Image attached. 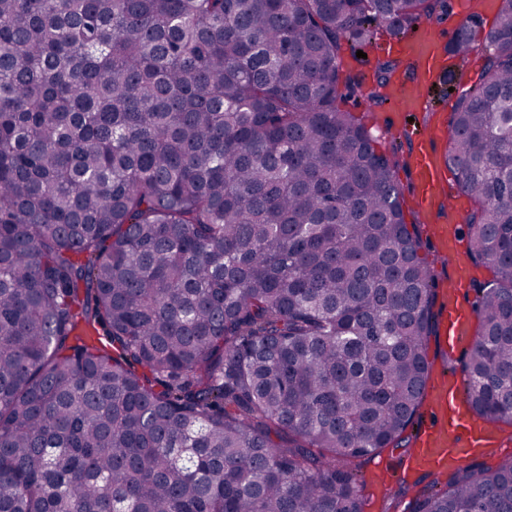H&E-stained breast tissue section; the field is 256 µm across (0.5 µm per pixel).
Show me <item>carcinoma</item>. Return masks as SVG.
I'll use <instances>...</instances> for the list:
<instances>
[{"mask_svg": "<svg viewBox=\"0 0 512 512\" xmlns=\"http://www.w3.org/2000/svg\"><path fill=\"white\" fill-rule=\"evenodd\" d=\"M445 0H0V512H364L408 447L432 263L342 70ZM451 51L475 417L512 427V10ZM408 512H512V458Z\"/></svg>", "mask_w": 512, "mask_h": 512, "instance_id": "carcinoma-1", "label": "carcinoma"}]
</instances>
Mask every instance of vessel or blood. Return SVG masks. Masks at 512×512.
I'll use <instances>...</instances> for the list:
<instances>
[{
    "instance_id": "obj_1",
    "label": "vessel or blood",
    "mask_w": 512,
    "mask_h": 512,
    "mask_svg": "<svg viewBox=\"0 0 512 512\" xmlns=\"http://www.w3.org/2000/svg\"><path fill=\"white\" fill-rule=\"evenodd\" d=\"M440 39V34L424 24L409 40L399 42V52L416 61L417 71L415 77L390 85V95L398 111H427L423 91L447 70V60L439 52ZM441 134V128L434 126L420 130L417 135L418 147L412 155L416 177L413 203L419 216L431 224V233L439 244V257L448 260L453 269V277L441 295L438 333L443 348L455 352L473 341L471 329L475 314L461 302L473 270L465 241L460 236L459 218L467 197L462 192L447 190L446 177L430 149ZM440 204L448 209V221L444 224L432 221ZM426 405V415L414 437V449L399 472L400 478L407 482H416L423 472L452 469L464 458L483 453L498 443V436L474 418L458 381L452 376L444 373L437 376L428 389Z\"/></svg>"
}]
</instances>
